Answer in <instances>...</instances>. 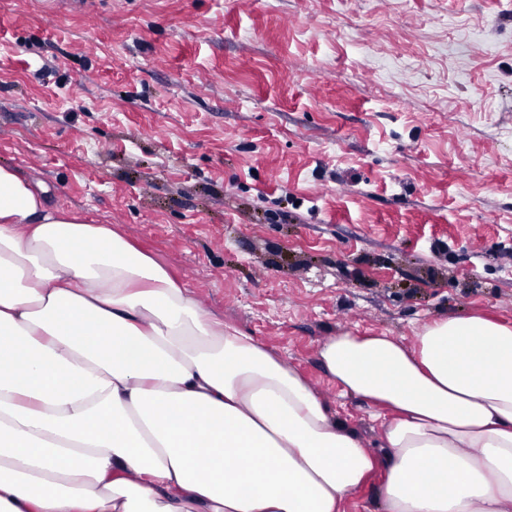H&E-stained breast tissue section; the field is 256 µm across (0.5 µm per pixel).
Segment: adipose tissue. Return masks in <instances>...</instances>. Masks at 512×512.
<instances>
[{
  "label": "adipose tissue",
  "mask_w": 512,
  "mask_h": 512,
  "mask_svg": "<svg viewBox=\"0 0 512 512\" xmlns=\"http://www.w3.org/2000/svg\"><path fill=\"white\" fill-rule=\"evenodd\" d=\"M390 412L379 450L108 224L0 164V512H512V325L319 351ZM381 483L374 478L349 499L346 512H382Z\"/></svg>",
  "instance_id": "obj_1"
}]
</instances>
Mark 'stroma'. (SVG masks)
Here are the masks:
<instances>
[{
  "mask_svg": "<svg viewBox=\"0 0 512 512\" xmlns=\"http://www.w3.org/2000/svg\"><path fill=\"white\" fill-rule=\"evenodd\" d=\"M0 163L299 370L512 323V0H0Z\"/></svg>",
  "mask_w": 512,
  "mask_h": 512,
  "instance_id": "1",
  "label": "stroma"
}]
</instances>
